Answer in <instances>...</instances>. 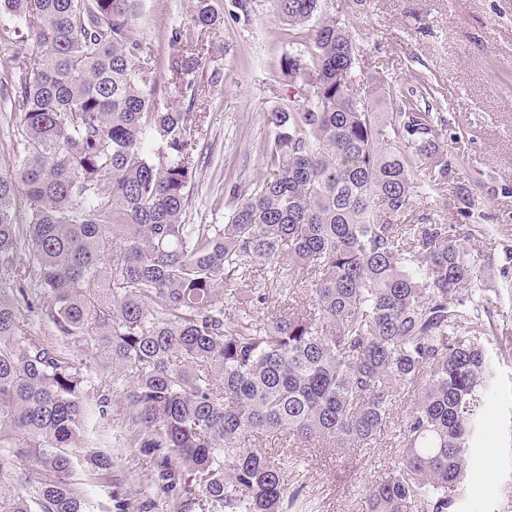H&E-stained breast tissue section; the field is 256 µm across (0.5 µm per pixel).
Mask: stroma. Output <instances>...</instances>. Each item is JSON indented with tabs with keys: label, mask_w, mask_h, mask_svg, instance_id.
Listing matches in <instances>:
<instances>
[{
	"label": "stroma",
	"mask_w": 512,
	"mask_h": 512,
	"mask_svg": "<svg viewBox=\"0 0 512 512\" xmlns=\"http://www.w3.org/2000/svg\"><path fill=\"white\" fill-rule=\"evenodd\" d=\"M195 0H144L136 27L162 78L180 48L170 41L175 25L190 26ZM329 13L348 27L359 49L350 81L365 90L385 80L404 92L423 81L439 89L430 105L444 120L448 182L439 192L414 198L409 214L444 224H486L472 242L471 259L482 274L491 308L497 380L477 450L479 468L458 512H512V0H328ZM198 70L202 93L172 97L183 112L204 117L186 220L221 224L235 200L231 185L254 186L265 173L263 147L270 137L268 112L297 105L300 86L285 80L283 56L299 52L305 32L276 14L271 0H255L251 17L225 6L218 30L205 33ZM394 424L373 447L337 453L322 444L291 446L256 438L257 450L299 457L311 512H365L363 489L394 464ZM125 429L113 422L111 484L87 487V512H99L115 492L127 512H177L192 483L182 473L164 487L151 457L124 447Z\"/></svg>",
	"instance_id": "stroma-1"
}]
</instances>
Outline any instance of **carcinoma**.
I'll list each match as a JSON object with an SVG mask.
<instances>
[{"label": "carcinoma", "mask_w": 512, "mask_h": 512, "mask_svg": "<svg viewBox=\"0 0 512 512\" xmlns=\"http://www.w3.org/2000/svg\"><path fill=\"white\" fill-rule=\"evenodd\" d=\"M217 2L196 0L193 28L221 25ZM273 2L292 27L317 19L281 64L305 104L267 113L266 173L232 189L227 222L188 224L198 141L167 86L195 99L199 54L165 86L143 0H0L17 60L0 81V512H86L73 475L112 484L115 415L217 512H298L297 460L251 438L368 449L410 392L365 512H456L495 380L486 295L468 293L488 227L403 223L447 179L446 125L394 84L350 88L359 49L323 0ZM259 270L296 287H239ZM297 292L311 309L259 316Z\"/></svg>", "instance_id": "cac0c4a2"}]
</instances>
